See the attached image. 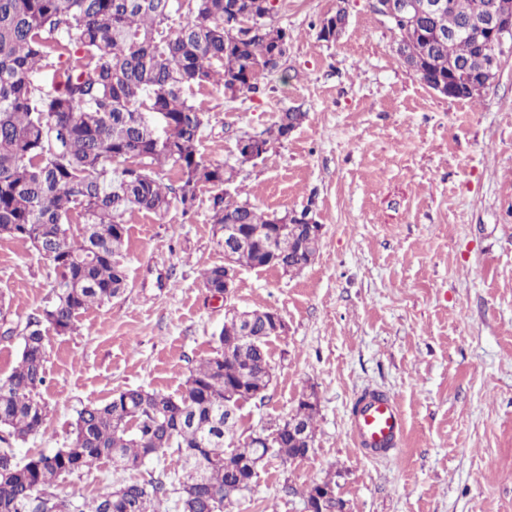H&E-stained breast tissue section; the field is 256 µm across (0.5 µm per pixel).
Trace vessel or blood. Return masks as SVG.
<instances>
[{"label": "vessel or blood", "mask_w": 512, "mask_h": 512, "mask_svg": "<svg viewBox=\"0 0 512 512\" xmlns=\"http://www.w3.org/2000/svg\"><path fill=\"white\" fill-rule=\"evenodd\" d=\"M403 428V416L396 399L376 391L365 394L353 417L356 445L373 456L395 449L402 438Z\"/></svg>", "instance_id": "obj_1"}]
</instances>
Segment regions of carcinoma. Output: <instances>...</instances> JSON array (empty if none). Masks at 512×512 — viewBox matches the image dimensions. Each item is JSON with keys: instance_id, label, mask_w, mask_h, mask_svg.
I'll list each match as a JSON object with an SVG mask.
<instances>
[{"instance_id": "obj_1", "label": "carcinoma", "mask_w": 512, "mask_h": 512, "mask_svg": "<svg viewBox=\"0 0 512 512\" xmlns=\"http://www.w3.org/2000/svg\"><path fill=\"white\" fill-rule=\"evenodd\" d=\"M446 2L404 25L399 50L404 61L418 62L433 90L448 85L450 69L478 71L485 63L477 36L453 37L474 0ZM184 6L190 18L177 24ZM260 11L258 0H0V235L35 249L56 273L51 302L28 317L20 360L0 381V512H160L169 501L177 512H224V503L251 490L256 463L293 462L312 448L316 408L307 398L267 430L270 447L253 432L246 446L224 448L237 412L263 400L273 380L267 310L245 312L243 336L236 319L224 324L217 351L190 370L179 395L126 389L79 410L62 447L25 458L12 448L39 433L48 415L39 397L46 334L77 330L82 313L127 288L129 210L161 215L175 199L188 214L209 185L217 245L224 247L226 224L247 239L235 251L238 265L293 273L319 252L307 225L232 199L224 184L233 168L199 155L209 116L192 91L221 86L235 100L285 58L288 33L269 19L243 38L233 31L237 15ZM73 35L81 55L63 62L55 48ZM47 68L54 80L45 90L34 75ZM306 117L299 108L279 113L259 138L262 153ZM168 169L178 185L164 182ZM202 281L224 292V267L204 270ZM294 420L305 437L288 432ZM172 448L177 458L169 462ZM102 460L120 475L153 461L161 470L147 482L120 478L89 501L55 491L59 479Z\"/></svg>"}]
</instances>
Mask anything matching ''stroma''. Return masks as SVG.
Segmentation results:
<instances>
[{"instance_id":"1","label":"stroma","mask_w":512,"mask_h":512,"mask_svg":"<svg viewBox=\"0 0 512 512\" xmlns=\"http://www.w3.org/2000/svg\"><path fill=\"white\" fill-rule=\"evenodd\" d=\"M340 4L346 28L325 42L319 24ZM271 22L292 40L258 92L196 91L209 112L199 154L235 166L236 201L311 208L323 226L315 260L288 275L236 267L216 297L201 278L224 262L213 189L187 215L176 202L126 213V292L83 313L77 331L48 334V416L14 451L60 447L78 410L122 389L178 394L227 316L274 310L288 329L268 343L273 381L224 445L242 447L304 395L318 410L314 443L305 459H269L228 512H304L306 489L328 476L350 512H512V48L480 95L451 101L403 62L371 0H277ZM293 107L304 123L264 159L238 163V139ZM53 278L34 249L0 238V379ZM372 390L405 418L398 448L377 458L352 438V409ZM115 480L102 462L57 492L90 499Z\"/></svg>"}]
</instances>
